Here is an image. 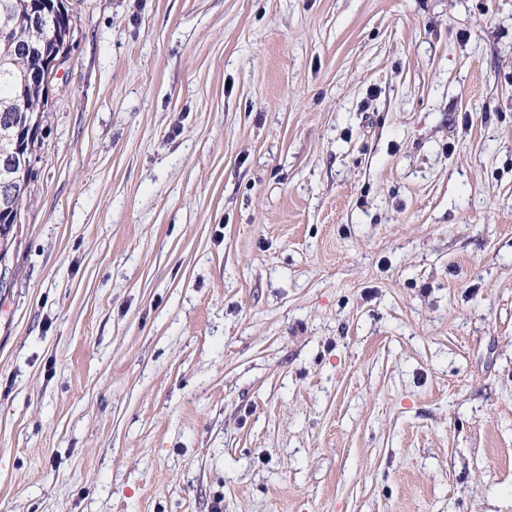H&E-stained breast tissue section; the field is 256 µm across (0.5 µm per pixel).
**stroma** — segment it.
<instances>
[{
    "label": "stroma",
    "mask_w": 512,
    "mask_h": 512,
    "mask_svg": "<svg viewBox=\"0 0 512 512\" xmlns=\"http://www.w3.org/2000/svg\"><path fill=\"white\" fill-rule=\"evenodd\" d=\"M65 3L0 512H512V0Z\"/></svg>",
    "instance_id": "1"
}]
</instances>
